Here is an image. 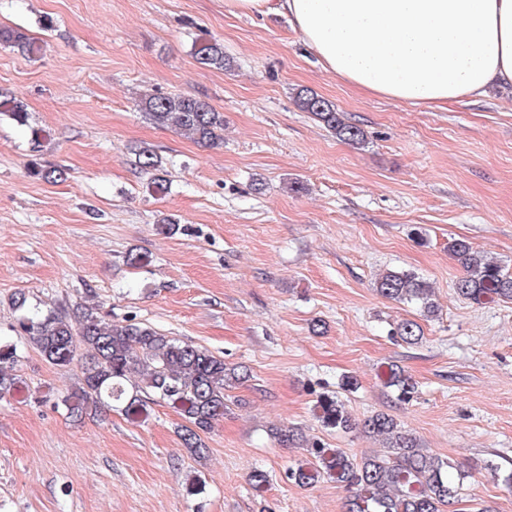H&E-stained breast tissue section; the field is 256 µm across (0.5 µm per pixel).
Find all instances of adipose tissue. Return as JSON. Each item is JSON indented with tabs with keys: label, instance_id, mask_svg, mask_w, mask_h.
Here are the masks:
<instances>
[{
	"label": "adipose tissue",
	"instance_id": "obj_1",
	"mask_svg": "<svg viewBox=\"0 0 512 512\" xmlns=\"http://www.w3.org/2000/svg\"><path fill=\"white\" fill-rule=\"evenodd\" d=\"M288 17L329 72L366 93L445 105L512 86V0H224Z\"/></svg>",
	"mask_w": 512,
	"mask_h": 512
}]
</instances>
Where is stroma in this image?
<instances>
[{"instance_id":"35a3bbf8","label":"stroma","mask_w":512,"mask_h":512,"mask_svg":"<svg viewBox=\"0 0 512 512\" xmlns=\"http://www.w3.org/2000/svg\"><path fill=\"white\" fill-rule=\"evenodd\" d=\"M1 25L41 51L0 46V91L30 112L26 127L0 120V341L17 339L22 292L45 311L81 303L147 324L249 379L230 389L200 461L163 403L136 422L107 408L72 421L62 400L80 366L20 346V388L0 396V512H344L342 484L289 480L307 453L274 437L290 426L353 458L379 450L324 422L329 399L359 423L389 414L459 464L458 512H512V301L459 297L448 254L460 238L512 267L511 88L443 107L368 94L328 72L287 18L229 15L224 0H0ZM205 40L233 68L198 64ZM302 89L360 125L366 145L301 110ZM156 91L223 112V144L153 124L138 101ZM137 145L164 158L167 192L134 168ZM35 165L67 178L46 182ZM132 251L148 263L127 265ZM389 269L434 289L440 314L417 344L392 335L415 308L373 286ZM390 364L415 382L410 400L385 387ZM257 468L269 476L259 491Z\"/></svg>"}]
</instances>
